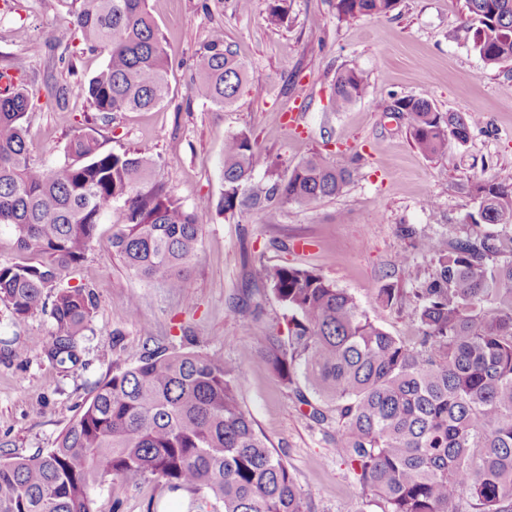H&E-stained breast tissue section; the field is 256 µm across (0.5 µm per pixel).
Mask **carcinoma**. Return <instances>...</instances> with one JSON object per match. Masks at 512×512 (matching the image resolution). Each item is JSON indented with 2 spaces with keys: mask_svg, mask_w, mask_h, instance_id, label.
I'll return each mask as SVG.
<instances>
[{
  "mask_svg": "<svg viewBox=\"0 0 512 512\" xmlns=\"http://www.w3.org/2000/svg\"><path fill=\"white\" fill-rule=\"evenodd\" d=\"M79 52L105 54L84 90L102 119L160 105L169 94V62L146 0H60ZM267 19L283 22L288 0H267ZM397 0H336L340 19L382 16ZM473 47L487 64L512 62V0H463ZM246 71L212 31L190 83L192 98L233 106ZM353 69L336 75V111L364 99ZM31 101L25 85L0 96V226L28 255L0 266V301L16 322L42 313L55 333L48 355L75 359L96 300L85 288L44 290L79 265L113 207L125 219L112 249L138 277L172 292L185 287L195 254L200 208L188 209L153 180L143 153L103 152L96 128H77L65 160L33 162ZM414 146L439 157L469 137L468 119L424 98H397ZM268 180L251 188L254 173ZM354 170L314 154L281 177L245 132L224 138V214L267 216L279 206L307 207L338 195ZM477 206L466 236L446 244L417 239L436 275L408 292L386 284L380 301L412 308L420 336L407 343L375 324L354 297L314 270L259 265L254 276L288 316V339L261 331V356L290 385L318 425L336 424L337 454L380 512H512V260L482 229L512 224V174L473 185ZM253 358L235 361L156 347L136 364L116 365L53 448L0 462V512H95L93 491L106 478L138 484L149 477L172 493H201L224 512H312L285 462L268 448L238 400V377Z\"/></svg>",
  "mask_w": 512,
  "mask_h": 512,
  "instance_id": "1",
  "label": "carcinoma"
}]
</instances>
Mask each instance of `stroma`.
<instances>
[{
  "mask_svg": "<svg viewBox=\"0 0 512 512\" xmlns=\"http://www.w3.org/2000/svg\"><path fill=\"white\" fill-rule=\"evenodd\" d=\"M336 0H291L284 24L267 20L265 0L244 12L238 0H148L170 61V91L147 112H115L97 120L102 151H141L156 161L154 178L187 208H201L199 245L182 292L141 280L112 249L123 221L112 208L82 264L62 287L91 289L97 308L77 340L76 363L49 359L31 337L51 336L48 315L13 323L0 303V460L51 448L115 364L135 363L145 349L194 339L195 352L253 359L240 374L239 399L309 498L314 512H377L336 453V431L321 428L261 357L260 327L287 334L284 310L271 288L253 279L255 265L312 269L351 294L371 320L414 341L410 308L381 303L384 284L408 291L435 272L430 257L396 255L412 238L445 241L464 235L476 207L472 184L512 171V62L486 64L472 46L461 0H398L384 16L338 19ZM59 0L0 2V72L21 65L30 89L54 78L66 90V111L37 103L28 119L35 163L62 161L75 126L90 115L83 86L103 64L100 53L71 54L73 36ZM243 63L247 82L234 106L191 99L189 85L213 29ZM353 69L368 95L345 111L329 107L331 84ZM416 97L442 112L467 114L465 145L429 158L413 145L405 114L393 98ZM296 124H289V114ZM252 133L258 150L287 174L314 153L361 161L336 197L309 207L288 204L269 219L220 209L225 136ZM140 303L138 317L125 311ZM256 308L257 319L235 303ZM96 512H198L199 498L175 495L153 479L138 485L110 480L94 494Z\"/></svg>",
  "mask_w": 512,
  "mask_h": 512,
  "instance_id": "35a3bbf8",
  "label": "stroma"
}]
</instances>
